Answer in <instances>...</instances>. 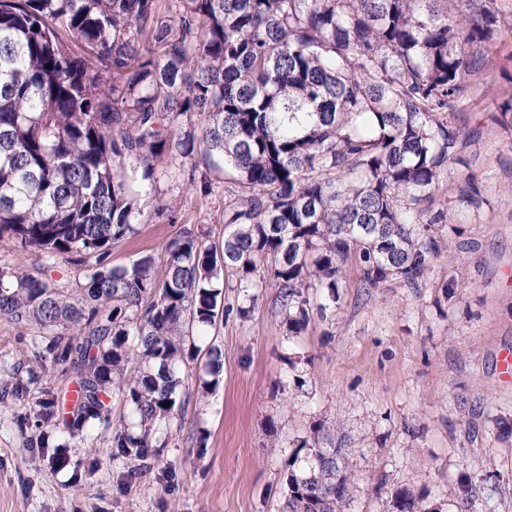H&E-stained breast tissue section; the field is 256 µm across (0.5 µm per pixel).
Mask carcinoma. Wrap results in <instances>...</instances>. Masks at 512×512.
Segmentation results:
<instances>
[{
    "label": "carcinoma",
    "instance_id": "carcinoma-1",
    "mask_svg": "<svg viewBox=\"0 0 512 512\" xmlns=\"http://www.w3.org/2000/svg\"><path fill=\"white\" fill-rule=\"evenodd\" d=\"M455 2L0 0V234L42 271L77 267L72 288L1 267L0 318L37 327L39 361L78 375L59 447L110 429L112 458L148 468L189 402V348L250 312L224 305L226 288L273 282L299 336L336 307L351 260L371 287L423 277L431 227L451 217L423 203L464 164L451 117L512 33L495 0ZM194 117L197 138L183 130ZM198 154L229 172L224 244L184 230L160 280L152 254L112 264V243L173 212L160 180L214 191ZM223 367L209 344L197 399ZM114 390L127 409L115 427ZM36 405V421L59 419L55 397ZM317 442L288 458L285 512H349L342 449Z\"/></svg>",
    "mask_w": 512,
    "mask_h": 512
}]
</instances>
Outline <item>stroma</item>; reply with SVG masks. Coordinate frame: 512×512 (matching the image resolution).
Here are the masks:
<instances>
[{
	"label": "stroma",
	"instance_id": "1",
	"mask_svg": "<svg viewBox=\"0 0 512 512\" xmlns=\"http://www.w3.org/2000/svg\"><path fill=\"white\" fill-rule=\"evenodd\" d=\"M495 66L477 72L471 102L455 116L464 165L449 166L434 204L452 223L433 234L443 250L418 285L389 280L365 287L349 265L335 312L312 315L289 335L273 285L257 289L247 318L231 317L212 337L224 370L205 402L189 401L173 420L153 472L125 482L112 461V435L88 447H61V426L46 424L56 454L27 447L21 419L36 399L55 395L69 411L77 376L35 370L31 338L0 318V512H283L288 458L312 430L339 447L354 474L351 512H398L413 497L422 512H464L459 480L468 476L490 512H512V384L498 353L512 348V128L499 104L512 101V36L493 47ZM211 194L161 180L174 220L155 217L114 242L113 264L161 254L197 225L224 240V173L207 169ZM474 177L480 206L460 202ZM26 384L23 398L13 389Z\"/></svg>",
	"mask_w": 512,
	"mask_h": 512
}]
</instances>
